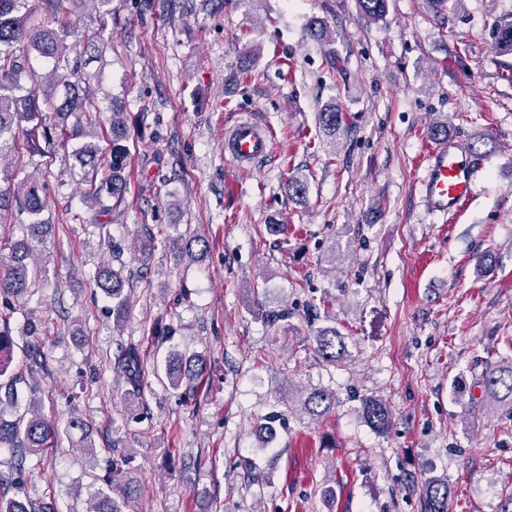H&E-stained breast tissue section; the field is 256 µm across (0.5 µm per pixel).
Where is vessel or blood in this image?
Returning a JSON list of instances; mask_svg holds the SVG:
<instances>
[{
	"mask_svg": "<svg viewBox=\"0 0 512 512\" xmlns=\"http://www.w3.org/2000/svg\"><path fill=\"white\" fill-rule=\"evenodd\" d=\"M271 145L269 127L252 118L237 120L224 134V153L240 166L264 161ZM481 165V160L468 153L458 138L432 146L422 159L419 178L427 213L442 218L459 214L474 196Z\"/></svg>",
	"mask_w": 512,
	"mask_h": 512,
	"instance_id": "obj_1",
	"label": "vessel or blood"
}]
</instances>
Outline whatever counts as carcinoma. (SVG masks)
I'll list each match as a JSON object with an SVG mask.
<instances>
[{
	"instance_id": "carcinoma-1",
	"label": "carcinoma",
	"mask_w": 512,
	"mask_h": 512,
	"mask_svg": "<svg viewBox=\"0 0 512 512\" xmlns=\"http://www.w3.org/2000/svg\"><path fill=\"white\" fill-rule=\"evenodd\" d=\"M52 20L33 16L25 10L26 0H0V140L15 135L22 123H29L28 148L41 157H52L56 151L74 145L77 161L85 172V189L81 198L89 205H102L104 198L122 201L127 192L125 171L130 148L125 113L116 103H110L111 146L107 164L101 163L100 136L97 128L102 107L89 97L82 86L77 62L71 60L67 38L72 34V23L62 21L70 14L71 0H48ZM361 13L371 21L383 19L388 0H358ZM48 70L41 76L39 69ZM52 112L56 123H47L44 113ZM77 120L67 124L71 115ZM319 124L331 138H336L343 123V113L328 106L318 113ZM288 198L298 203L307 201V183L291 178L285 186ZM17 205L29 217L28 230L37 239L43 230L41 215L46 198L40 179L30 176L18 183L8 196L0 194V212ZM11 256L0 265V295H23L30 279L41 273L40 267L28 262L30 245L18 242L10 246ZM208 251L207 241L201 237L185 240L182 253L190 258L203 256ZM97 287L112 298V316L116 324L126 319L131 308V296L125 292L122 270L103 267L96 271ZM316 350L323 358L337 361L343 350V341L336 329H323L314 336ZM14 340L8 330H0V447L8 448L16 457V479H22L24 461L29 454H38L50 447L55 429L39 402L31 399L27 408L8 420L3 406L17 408L19 394L16 378L6 376L12 361ZM143 356L136 345L121 350L118 357L121 372L128 385V395L140 394L143 374ZM205 369L202 356L188 359L172 353L168 356L165 375L169 385L177 389L185 378H198ZM479 387L483 400L512 407V361L501 362L482 375ZM336 397L327 390H314L297 401L288 402L295 411L315 420L324 416ZM362 418L374 430L387 431L392 414L380 399L369 397L362 403ZM448 481L437 477L427 479L422 487L423 512H449ZM0 512H36L33 505L17 496L0 495ZM89 512H120L110 497L97 491Z\"/></svg>"
}]
</instances>
